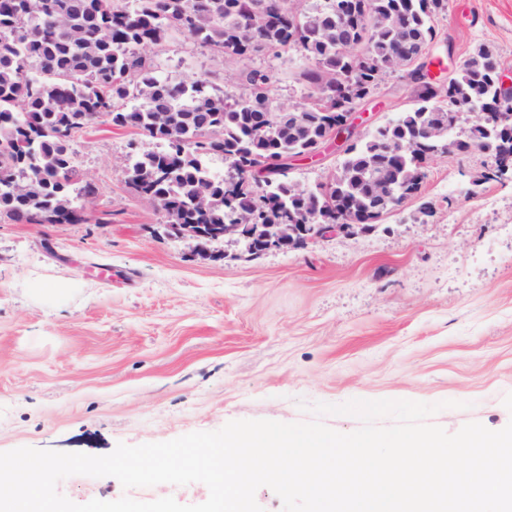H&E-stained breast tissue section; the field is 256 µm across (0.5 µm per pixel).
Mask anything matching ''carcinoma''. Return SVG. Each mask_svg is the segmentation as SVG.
<instances>
[{"label": "carcinoma", "instance_id": "obj_1", "mask_svg": "<svg viewBox=\"0 0 512 512\" xmlns=\"http://www.w3.org/2000/svg\"><path fill=\"white\" fill-rule=\"evenodd\" d=\"M336 13L338 0H309L298 10L290 0H0V216L26 224H88L86 210L94 190L80 188L85 203L72 197L77 184L70 132L102 115L120 128H132L165 141L146 150L129 168L126 182L146 201L159 203L167 221L222 224L224 214L244 212L257 224L288 223L296 207L295 187L284 174L281 157L324 138L323 112H347L352 100L377 88L390 71H404L417 83L418 103L391 126L348 155L341 167L339 191L366 193L370 172L390 168L394 188L425 152L416 135L430 113L443 107L424 85L426 62L396 61L418 38H436L433 19L447 0H350ZM370 14H393L409 39L396 45L391 30L369 26ZM261 23L259 40L236 42L239 28ZM219 53L228 47L241 58L278 57L290 49L308 62L299 72L306 97H324L328 106L306 111L307 123L294 128L275 120L293 112L274 94L270 66L242 72V90L216 91L207 80L178 82L156 76L155 50L174 33ZM359 43L373 61L365 67L343 52ZM489 73L463 66L448 78V91L459 111L473 105L486 112L499 108L489 92ZM167 112L176 124L168 138L154 127ZM393 141L398 153H385ZM267 159L254 171L253 154ZM219 159L236 170L243 188L224 197V176L209 162Z\"/></svg>", "mask_w": 512, "mask_h": 512}]
</instances>
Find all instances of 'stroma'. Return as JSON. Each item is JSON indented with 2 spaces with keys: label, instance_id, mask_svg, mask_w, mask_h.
Instances as JSON below:
<instances>
[{
  "label": "stroma",
  "instance_id": "35a3bbf8",
  "mask_svg": "<svg viewBox=\"0 0 512 512\" xmlns=\"http://www.w3.org/2000/svg\"><path fill=\"white\" fill-rule=\"evenodd\" d=\"M433 24L427 58L443 75L482 45L512 73V0H448ZM157 60L165 79L224 89L251 65L180 33ZM273 66L276 96L298 103V53ZM416 99L392 74L361 110L374 128ZM156 146L109 124L77 134L95 223L0 217V452L104 456L234 420L308 421L301 403L352 399L447 402L428 422L451 434L512 422V180L481 181L484 157H434L418 195L373 232L254 260L226 240L212 259L158 236L161 210L124 182L132 149ZM50 280L62 297L33 293ZM57 490L77 504L209 496L200 482L127 490L86 475Z\"/></svg>",
  "mask_w": 512,
  "mask_h": 512
}]
</instances>
